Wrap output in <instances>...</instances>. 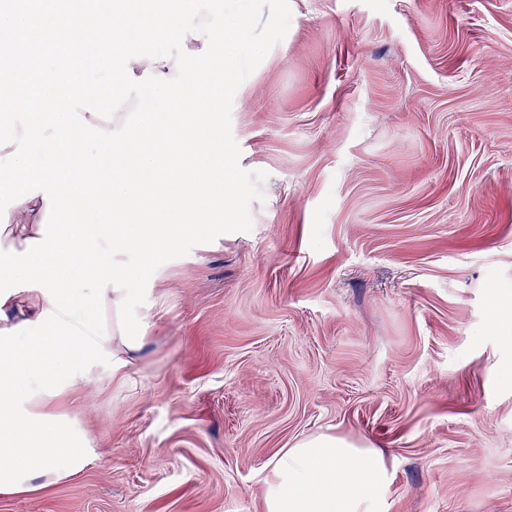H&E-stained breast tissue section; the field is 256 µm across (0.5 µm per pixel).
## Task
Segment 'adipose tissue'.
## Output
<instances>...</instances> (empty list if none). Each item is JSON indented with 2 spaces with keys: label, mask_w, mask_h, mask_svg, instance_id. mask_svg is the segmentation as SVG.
I'll list each match as a JSON object with an SVG mask.
<instances>
[{
  "label": "adipose tissue",
  "mask_w": 512,
  "mask_h": 512,
  "mask_svg": "<svg viewBox=\"0 0 512 512\" xmlns=\"http://www.w3.org/2000/svg\"><path fill=\"white\" fill-rule=\"evenodd\" d=\"M47 203L27 199L9 209L0 247L22 251L37 237ZM49 306L37 290L11 295L0 306V329L37 320ZM390 471L384 454L330 433L309 435L269 462L264 512H388Z\"/></svg>",
  "instance_id": "1"
}]
</instances>
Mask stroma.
Wrapping results in <instances>:
<instances>
[{"mask_svg": "<svg viewBox=\"0 0 512 512\" xmlns=\"http://www.w3.org/2000/svg\"><path fill=\"white\" fill-rule=\"evenodd\" d=\"M232 133L253 228L163 264L133 383L73 411L97 457L0 512H262L332 432L389 512H512V0H289Z\"/></svg>", "mask_w": 512, "mask_h": 512, "instance_id": "stroma-1", "label": "stroma"}]
</instances>
